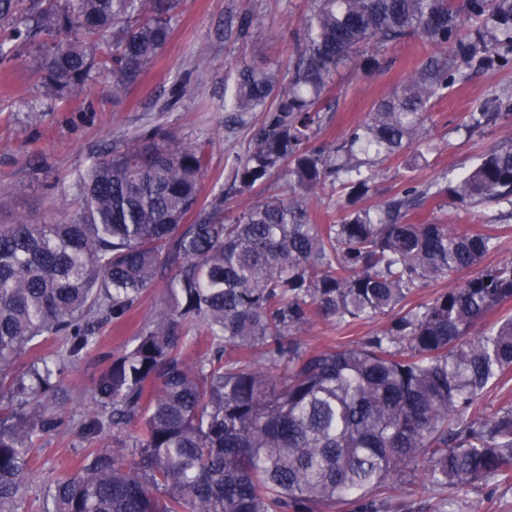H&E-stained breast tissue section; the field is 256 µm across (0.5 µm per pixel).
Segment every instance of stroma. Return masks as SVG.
<instances>
[{
    "mask_svg": "<svg viewBox=\"0 0 512 512\" xmlns=\"http://www.w3.org/2000/svg\"><path fill=\"white\" fill-rule=\"evenodd\" d=\"M309 9L310 0H181L167 46L119 101L112 100L101 84L71 104L46 105L32 112L28 106L38 99L40 89L26 59L0 64V224L19 218L40 223L61 216L72 206L78 175L106 147L151 129L208 143L210 162L201 200L210 202L225 187L233 158L244 152L265 119L261 112L244 116L230 112L224 106L225 88L231 86L236 67L244 63L287 81ZM431 54L429 46L410 39L380 50L374 68L341 69L323 95L329 110L318 143H339L382 98L398 92ZM503 94L512 97V64L469 72L443 98L428 103L424 142L381 159L368 205L391 200L410 182L458 178L485 151L512 142V115L491 126H471L472 112L487 98ZM412 219L470 230L498 221L501 249L484 262L512 260V215L494 207L464 210L430 202ZM161 295L158 287L146 291L122 323L99 328L96 349L68 365L65 380L76 395L77 412L86 410L109 355L131 345ZM385 322L382 316L348 325L314 318L300 329L299 338L310 349H345ZM131 436V429L122 427L106 440L87 441L65 430L36 441L24 512H39L45 486L72 472L87 448H125ZM450 499L451 512H512V482L484 483L453 493Z\"/></svg>",
    "mask_w": 512,
    "mask_h": 512,
    "instance_id": "35a3bbf8",
    "label": "stroma"
}]
</instances>
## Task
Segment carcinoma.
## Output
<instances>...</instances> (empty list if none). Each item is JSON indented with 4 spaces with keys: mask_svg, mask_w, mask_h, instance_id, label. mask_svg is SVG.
I'll return each instance as SVG.
<instances>
[{
    "mask_svg": "<svg viewBox=\"0 0 512 512\" xmlns=\"http://www.w3.org/2000/svg\"><path fill=\"white\" fill-rule=\"evenodd\" d=\"M179 0H0V58L26 47L42 96L71 102L93 81L123 98L165 49ZM416 37L440 51L334 148L317 146L320 96L363 48ZM512 56V0H312L292 76L236 69L227 107L268 110L230 167L243 194L276 172L292 196L224 220V192L200 205L208 144L151 131L111 147L78 177L73 215L0 224V512H21L34 440L71 428L123 449L87 452L47 485L40 512H407L371 492L410 478L413 494L512 479V405L483 416L485 391L512 369V261L497 231L410 220L434 197L459 207L512 206V143L462 178L409 185L358 208L370 156L417 143L424 109L461 69ZM504 100L481 106L496 121ZM341 184L351 209L317 224L309 200ZM473 271L430 303L413 289ZM165 282L150 321L111 357L93 407L75 416L65 366ZM393 314L348 349L309 350L312 315L338 324ZM207 345L185 357L188 324ZM44 336L64 349L20 370Z\"/></svg>",
    "mask_w": 512,
    "mask_h": 512,
    "instance_id": "carcinoma-1",
    "label": "carcinoma"
}]
</instances>
